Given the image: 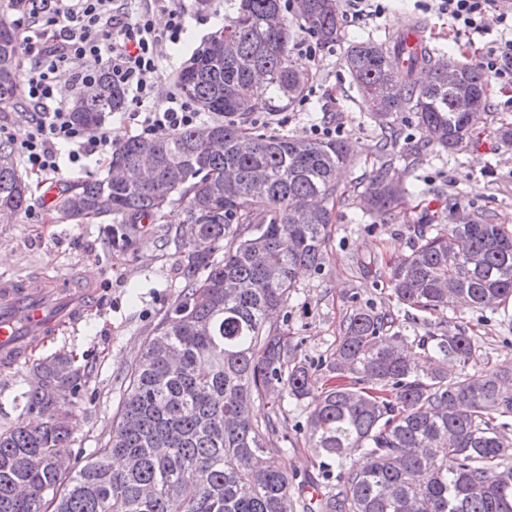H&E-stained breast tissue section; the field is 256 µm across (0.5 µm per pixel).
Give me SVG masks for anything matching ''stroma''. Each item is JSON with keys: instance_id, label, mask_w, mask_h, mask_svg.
<instances>
[{"instance_id": "stroma-1", "label": "stroma", "mask_w": 512, "mask_h": 512, "mask_svg": "<svg viewBox=\"0 0 512 512\" xmlns=\"http://www.w3.org/2000/svg\"><path fill=\"white\" fill-rule=\"evenodd\" d=\"M236 7V0H209L206 7L194 8L182 41L164 53L156 85L158 100L174 92L175 73L222 30L225 18ZM412 19L430 35L429 45L435 52L459 58L448 21L422 10L416 0H393L386 17L342 18L340 39L320 47L315 60L291 48L293 63L312 73L313 80L299 105L274 117L258 116L254 126L262 134L305 137L310 126L330 123L342 127V137L351 145L352 159L341 178L350 198L335 209L320 269L300 277L282 311L289 356L310 365L321 387L330 378L322 362L335 348L346 317L369 305L394 313L412 336L428 329L448 333L466 329L475 348L469 371L512 368V322L487 310L457 306L413 322L397 304L388 282L389 262L411 253L417 242L415 228L425 219H432L437 229L480 218L512 230V145L496 135L500 125H512V95L490 88L489 108L476 125L477 143L454 153L431 145L424 154H416L414 147L425 135L413 113L394 115L391 124L398 134L395 166L413 191L383 214L367 212L359 196L385 162L379 151L384 127L360 105L344 66L346 49L351 41L368 37L385 41ZM183 218L182 203L172 202L154 223L128 230L125 240L116 243L111 219L77 223L57 218L55 207L46 205L44 191L38 188L27 212L0 221V273L76 270L99 290L96 309L78 331L61 332L30 354L31 361L71 355L83 374L78 397L63 405L79 422L65 453L70 469L80 468L107 438L126 393L129 369L139 360L146 340L154 337L157 324L183 297ZM30 373L29 364L0 369V429L22 420L20 395ZM308 412L305 402L287 399L281 405L280 414L287 420L288 466L303 480L304 493L323 494L329 486L317 452L308 445Z\"/></svg>"}]
</instances>
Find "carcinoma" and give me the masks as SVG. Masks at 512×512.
Wrapping results in <instances>:
<instances>
[{"label":"carcinoma","mask_w":512,"mask_h":512,"mask_svg":"<svg viewBox=\"0 0 512 512\" xmlns=\"http://www.w3.org/2000/svg\"><path fill=\"white\" fill-rule=\"evenodd\" d=\"M234 16L179 70L178 92L222 121L116 144L110 166L151 169L149 181L92 180L60 193L62 218L110 217L121 225L157 217L177 194L190 249L183 299L157 325L131 369L108 438L60 485L56 458L76 429L54 414L73 397L80 372L54 356L33 366L22 393L27 419L0 431V512H512V453L497 418L512 414V370L465 371L474 350L466 331H429L413 340L389 311L348 316L327 371L334 383L313 395L316 379L288 359L275 314L305 273L323 260L328 225L346 200L338 172L351 161L341 138L253 135L257 112L295 105L313 75L294 67L293 24L326 46L341 34L337 0H294V20L268 15L277 0H237ZM20 42L0 16V104L18 95ZM345 65L366 111L387 120L414 113L427 142L450 152L473 138L457 109L460 89L488 107V78L461 62V88L448 86L450 58L401 35L385 46L352 42ZM429 80L416 83L415 69ZM122 87L104 74L72 106L79 125L96 126L124 108ZM386 165L365 189L368 209L384 212L407 188ZM31 188L8 142L0 141V211H25ZM412 252L389 264L397 301L428 311L454 305L508 317L512 232L501 224H451L435 234L417 226ZM224 245V259L213 254ZM459 371H448V360ZM312 399L310 447L336 463V493L311 502L293 493L279 416L285 398ZM270 405L258 420L255 401ZM360 459L347 462V455ZM457 466L448 468L445 457ZM125 465L113 469L112 459Z\"/></svg>","instance_id":"obj_1"}]
</instances>
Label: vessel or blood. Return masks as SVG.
<instances>
[{
    "mask_svg": "<svg viewBox=\"0 0 512 512\" xmlns=\"http://www.w3.org/2000/svg\"><path fill=\"white\" fill-rule=\"evenodd\" d=\"M98 300L79 273L0 279V367L13 368L29 351L77 327Z\"/></svg>",
    "mask_w": 512,
    "mask_h": 512,
    "instance_id": "vessel-or-blood-1",
    "label": "vessel or blood"
}]
</instances>
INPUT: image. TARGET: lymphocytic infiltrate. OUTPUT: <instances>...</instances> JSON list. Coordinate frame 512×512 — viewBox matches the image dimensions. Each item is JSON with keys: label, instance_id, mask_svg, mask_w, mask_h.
Returning a JSON list of instances; mask_svg holds the SVG:
<instances>
[{"label": "lymphocytic infiltrate", "instance_id": "f902f5d3", "mask_svg": "<svg viewBox=\"0 0 512 512\" xmlns=\"http://www.w3.org/2000/svg\"><path fill=\"white\" fill-rule=\"evenodd\" d=\"M424 7L448 19L458 37L484 33L487 15L495 14L501 34L475 50L473 61L500 88H512V8L503 0H425ZM159 14L164 24L156 23ZM190 19L185 0H138L133 9L128 0H40L18 25L27 67L17 102L29 114L26 128L9 136L29 173L43 183L62 164L81 169L112 152L101 128L72 121L58 88L62 76L78 95L109 72L130 95L145 133L198 126L200 113L187 99L172 93L161 103L154 96L162 50L180 43Z\"/></svg>", "mask_w": 512, "mask_h": 512}]
</instances>
